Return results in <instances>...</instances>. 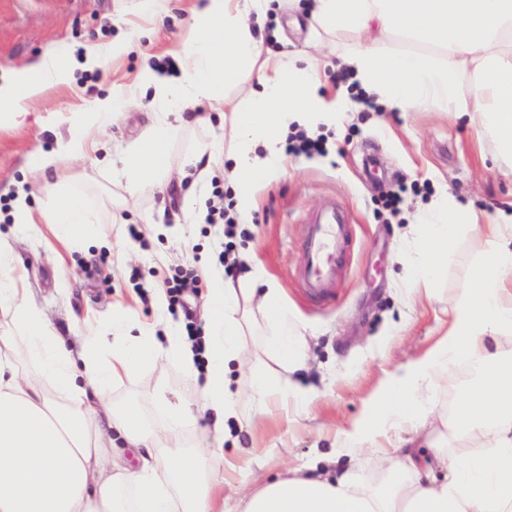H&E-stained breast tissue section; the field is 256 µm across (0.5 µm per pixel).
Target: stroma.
<instances>
[{
  "label": "stroma",
  "instance_id": "stroma-1",
  "mask_svg": "<svg viewBox=\"0 0 512 512\" xmlns=\"http://www.w3.org/2000/svg\"><path fill=\"white\" fill-rule=\"evenodd\" d=\"M140 0H0V74L24 69L66 44H104L119 35L131 38L125 55L100 69L77 73L74 83L47 88L25 122L0 125V200L11 202L12 184L27 180L35 206L52 188L65 184L105 204L111 248L61 256L48 227L23 233L15 250L26 269L34 301L64 336L74 320L95 313L106 322L112 305L130 304L136 318L156 321L154 296L162 273L192 274L182 297L191 320L203 326L207 281L198 265L201 254L216 255L224 241L221 224H196L192 216L216 205L232 161L224 145L230 107L204 109L205 122H176L168 145V185L144 187L129 195L113 174L122 153L138 140L156 106L151 91L129 103L111 126L95 131L98 152L88 159L62 160L42 173L29 171L30 154L49 151L68 134L71 110L111 90L132 85L143 63L181 68L174 54L190 37L193 0H155L150 12ZM267 47L278 51L309 49L319 61L327 89H335L338 37L308 41L303 13L277 7L257 23ZM322 155H294L287 170L263 182L255 208L238 218L241 229L225 252V265L238 272L260 268L280 288L296 313L307 344L302 381L314 392L303 408L245 400V420L225 423L224 452L233 464L224 470V503L233 507L251 486L329 452L330 439L361 409L386 374L429 349L448 327V307L467 284L472 263L482 250L481 237L464 231L456 237L448 269L434 297L416 291L405 297L397 286L399 235L417 208L441 187L470 200L485 215L512 209V172L496 158L490 142L480 140L464 121L435 112L352 113L342 126L326 130ZM198 155L212 178H181L186 157ZM401 193L397 213L384 206ZM333 201L348 216L349 239L343 273L326 296L312 298L299 288L296 273L303 260L306 216ZM162 213L176 225L171 236H153L144 218ZM138 225L132 241L129 225ZM187 400L196 393L174 365L147 369L112 392L113 407L138 401L144 421L155 419L147 392L156 384Z\"/></svg>",
  "mask_w": 512,
  "mask_h": 512
}]
</instances>
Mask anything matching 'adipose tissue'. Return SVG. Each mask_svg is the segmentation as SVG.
<instances>
[{
	"mask_svg": "<svg viewBox=\"0 0 512 512\" xmlns=\"http://www.w3.org/2000/svg\"><path fill=\"white\" fill-rule=\"evenodd\" d=\"M272 3L195 0V36L181 50L182 78L145 65L137 85L113 87L81 107L67 139L33 153L29 169L96 151L94 130L110 126L140 88H152L158 105L177 111L219 108L226 104L227 82L254 65L259 87L234 113L229 134L234 166L226 176L240 213L251 211L258 185L283 168L289 129L342 125L360 91L389 112L432 110L467 121L512 166V0H309L313 31L348 37L337 53L347 79L332 92L308 51L264 52L246 18L265 19ZM128 47L123 36L99 47L67 46L9 73L0 79V124L27 114L45 88L71 83L76 72L100 68ZM173 130L167 119H155L122 156L129 193L162 185ZM11 207L17 231H36L45 221L68 252L93 241L109 244L84 193L54 189L37 211L20 187ZM464 228L484 240L485 250L467 288L452 301L447 330L388 373L338 431L330 457L343 468H287L242 498L240 512H512V347L503 343L512 335V212L487 221L447 189L437 190L401 238L398 285L434 283ZM200 265L208 282L205 355L185 342L179 319L161 297L156 309L165 338L119 302L106 323L84 321L71 345L29 301L18 256L0 234V512H224V450L203 455L179 447L189 422L210 414L220 437L245 397L303 405L312 394L297 379L305 368L304 332L275 285L251 272L261 288L255 300L208 259ZM255 312L270 321L265 353L281 371L245 382L235 372ZM23 358L34 364L33 375L21 374ZM166 363L180 367L196 400L155 388L153 428L144 425L138 402L113 409L115 385ZM459 365L471 383L455 412L436 419L435 393ZM391 429L402 434L400 464L378 455L385 478L362 481L363 454ZM128 449L137 464L125 457Z\"/></svg>",
	"mask_w": 512,
	"mask_h": 512,
	"instance_id": "ef3b65f1",
	"label": "adipose tissue"
}]
</instances>
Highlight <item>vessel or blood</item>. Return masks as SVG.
<instances>
[{
  "label": "vessel or blood",
  "instance_id": "vessel-or-blood-1",
  "mask_svg": "<svg viewBox=\"0 0 512 512\" xmlns=\"http://www.w3.org/2000/svg\"><path fill=\"white\" fill-rule=\"evenodd\" d=\"M304 261L299 279L304 292L323 296L336 281L346 242L348 219L345 212L329 202L308 215Z\"/></svg>",
  "mask_w": 512,
  "mask_h": 512
}]
</instances>
